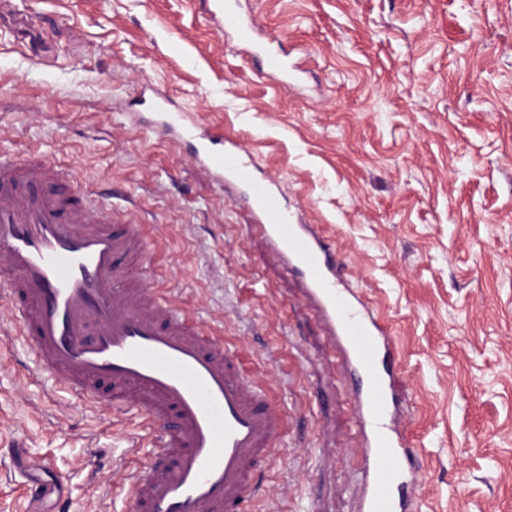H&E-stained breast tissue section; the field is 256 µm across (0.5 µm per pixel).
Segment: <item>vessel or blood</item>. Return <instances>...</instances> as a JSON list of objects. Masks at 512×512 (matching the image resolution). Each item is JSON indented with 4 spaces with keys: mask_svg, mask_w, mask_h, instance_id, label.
<instances>
[{
    "mask_svg": "<svg viewBox=\"0 0 512 512\" xmlns=\"http://www.w3.org/2000/svg\"><path fill=\"white\" fill-rule=\"evenodd\" d=\"M225 0L224 25L239 43H256L252 21ZM262 64L281 86L295 84L287 57ZM151 107L154 132L189 142L217 183L242 188L257 228L284 268L304 282L357 378L355 419L364 472L358 512H409L415 464L408 438L392 425L396 399L389 325L343 277L327 238L285 210L275 180L255 172L223 132L202 136L165 95ZM72 174L39 155L0 158V286L13 324L49 375L83 402H98L111 381L114 411L139 415L153 433L154 461L130 478L128 512H243L256 475L285 429L282 408L224 349L222 337L142 287L153 257L140 225L113 231L110 212L68 189Z\"/></svg>",
    "mask_w": 512,
    "mask_h": 512,
    "instance_id": "vessel-or-blood-1",
    "label": "vessel or blood"
}]
</instances>
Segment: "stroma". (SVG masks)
<instances>
[{"label":"stroma","instance_id":"35a3bbf8","mask_svg":"<svg viewBox=\"0 0 512 512\" xmlns=\"http://www.w3.org/2000/svg\"><path fill=\"white\" fill-rule=\"evenodd\" d=\"M214 0H0V152L71 168L130 211L149 284L286 414L262 512H356L353 378L243 195L148 131L162 91L281 180L389 321L420 512H512V0H238L298 64L281 88ZM0 323V512H123L151 435L78 407Z\"/></svg>","mask_w":512,"mask_h":512}]
</instances>
